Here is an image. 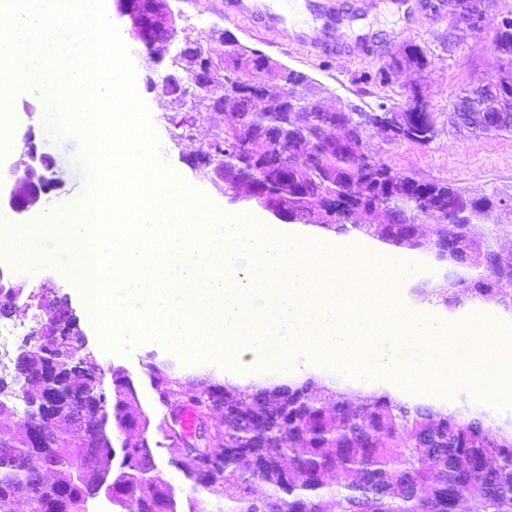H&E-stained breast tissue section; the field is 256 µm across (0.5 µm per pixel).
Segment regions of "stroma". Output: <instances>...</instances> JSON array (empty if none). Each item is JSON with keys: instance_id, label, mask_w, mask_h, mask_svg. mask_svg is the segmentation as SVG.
Segmentation results:
<instances>
[{"instance_id": "1", "label": "stroma", "mask_w": 512, "mask_h": 512, "mask_svg": "<svg viewBox=\"0 0 512 512\" xmlns=\"http://www.w3.org/2000/svg\"><path fill=\"white\" fill-rule=\"evenodd\" d=\"M322 3L318 24H325L327 17H335L344 34L342 43L328 50L322 60L317 58L315 50L297 42L294 27L283 26L270 33L254 29L242 20H228L224 15V0H171L177 26L168 41L149 50L126 40L135 70L136 91L146 103L158 135V156L175 177L209 198L220 210L236 212L248 207L247 202L231 201L225 196L223 186L200 178L189 165L190 158L201 147L223 132V113L202 106L186 112L173 96L165 94L159 86L150 88L146 82L147 76H154L159 82L173 73L172 58L186 42H198L213 56H220L224 45L219 35L226 32L289 68L306 73L335 96L365 108L399 99L405 88L421 84L435 113L438 135L425 147L409 143L390 146L380 136H371L368 147L376 160L398 172L426 181L447 182L476 196H512V132H474L455 127L448 120V106L461 87L493 84L503 72L493 50V26L477 33L450 31L446 10H419L417 0H322ZM410 42L427 51L432 64L426 71L403 70L395 76L391 87L382 90L356 83V76L378 67L391 53ZM9 110L17 133L23 135L27 130H34L39 153L53 162L54 184L42 195L38 207L10 217L12 223L27 227L46 215L67 213L82 197L84 176L73 163L81 142L73 135L58 142L48 138L44 127L48 108L30 86L16 88ZM0 266L14 269L25 290L49 285L69 296L86 340L84 356L100 368L104 388H111L112 372L116 369L133 381L138 395L136 406L150 421L145 436L154 453V473L172 485L178 512H189L191 484L181 469L169 463L166 433L160 426L164 408L144 373V365L151 358L169 365L171 373L182 380L221 384L228 381L223 367L207 360L185 362L152 337L140 342L129 338L123 351H105L99 330L85 311L81 286L66 271L49 264L30 272L7 259L0 261ZM401 397L448 412L479 409L499 424L512 420V408L500 411L476 400L466 386L449 396L405 389Z\"/></svg>"}]
</instances>
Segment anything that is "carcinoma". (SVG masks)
<instances>
[{"instance_id":"cac0c4a2","label":"carcinoma","mask_w":512,"mask_h":512,"mask_svg":"<svg viewBox=\"0 0 512 512\" xmlns=\"http://www.w3.org/2000/svg\"><path fill=\"white\" fill-rule=\"evenodd\" d=\"M439 5L472 29L493 24V49L506 66L497 84L462 89L450 111L481 117L473 130H509L495 116L512 113V18L476 14L470 0ZM266 60L224 34L215 85L224 89L218 111L231 115L218 147L231 198L257 197L280 217L432 254L448 271L413 292L448 309L464 297L508 308L512 253L495 247L500 235L512 236L505 198H476L447 182L399 173L367 148L369 136L386 127L392 146L425 147L435 139L421 85L370 111L341 99L326 106V90L309 76L283 65L275 70ZM429 65L424 48L410 43L356 81L386 88L401 69ZM476 224L489 234L476 237ZM38 342L54 350L53 363L26 358L0 391V512H16L20 502L27 512H89L96 485L117 457L112 502L135 512H176L172 487L153 475V451L143 437L149 420L132 408V380L112 370V390L98 388L99 405L87 410V382L98 367L80 354L82 337ZM148 358L159 402L167 407L185 397L195 413L190 433L164 419L171 464L190 460L191 489L222 497L221 512H459L464 501L473 512H512V427L493 426L479 412H443L387 392L351 396L312 375L271 386L193 385ZM56 377L64 381L58 418L33 434L31 404L57 394ZM213 411L224 419L222 442L207 426ZM112 427L141 437L119 449L86 442Z\"/></svg>"}]
</instances>
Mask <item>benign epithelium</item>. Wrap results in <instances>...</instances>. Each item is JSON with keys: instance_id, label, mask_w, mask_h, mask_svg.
Wrapping results in <instances>:
<instances>
[{"instance_id": "benign-epithelium-1", "label": "benign epithelium", "mask_w": 512, "mask_h": 512, "mask_svg": "<svg viewBox=\"0 0 512 512\" xmlns=\"http://www.w3.org/2000/svg\"><path fill=\"white\" fill-rule=\"evenodd\" d=\"M115 2L119 16L127 21L130 35L148 49L153 46L157 33L161 31L171 33L175 29L170 0H115ZM185 46L193 48L200 61L193 71L186 72L188 82L196 86H210L211 56L209 52L192 42L185 43ZM212 146L213 143L210 142L197 152L194 165L199 170L222 179L224 173L212 167L210 161ZM52 168V161L42 154H37L35 146H30L27 158H21L15 162L8 169L7 174H0V184L8 186V189L0 191V209L7 208L22 214L35 207L41 195L48 189L50 179L47 177V172ZM0 294L8 296L13 312L23 310L32 313L34 326L31 328V334L53 336L59 340L81 335L70 303H65L62 313L53 315L57 310L58 291L40 289L26 294L23 286L16 283L14 273L0 266Z\"/></svg>"}]
</instances>
